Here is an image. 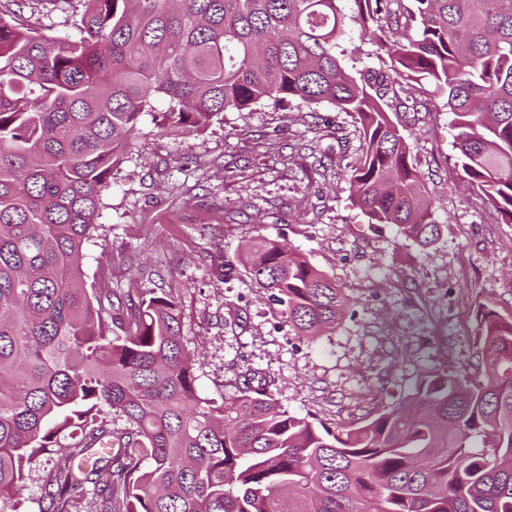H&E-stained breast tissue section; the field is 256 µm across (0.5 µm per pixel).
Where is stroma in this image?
<instances>
[{
    "label": "stroma",
    "mask_w": 512,
    "mask_h": 512,
    "mask_svg": "<svg viewBox=\"0 0 512 512\" xmlns=\"http://www.w3.org/2000/svg\"><path fill=\"white\" fill-rule=\"evenodd\" d=\"M426 99L425 111L397 119L443 220L432 245L353 206L339 167L358 157L357 124L327 103L267 102L200 134H160L146 113L102 193L87 287L104 272L118 290L176 298L201 396L233 394L247 366L273 379L283 409L331 429L373 417L417 375L476 372L479 304L512 313V224L467 186L445 97ZM258 236L302 252L344 288L349 305L330 335L292 336L246 274L217 281L216 266Z\"/></svg>",
    "instance_id": "obj_1"
}]
</instances>
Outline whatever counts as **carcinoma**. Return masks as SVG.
<instances>
[{"label": "carcinoma", "instance_id": "carcinoma-1", "mask_svg": "<svg viewBox=\"0 0 512 512\" xmlns=\"http://www.w3.org/2000/svg\"><path fill=\"white\" fill-rule=\"evenodd\" d=\"M82 7L74 35L0 11V495L32 465L41 512H512V314L479 306L478 375L427 372L405 398L336 432L288 414L255 373L203 398L164 292L85 287L83 247L101 192L158 98L163 133L203 132L265 101L326 102L356 116L361 156L346 179L372 224L421 245L440 221L393 93L447 97L469 186L512 224V0H53ZM356 24L386 57L354 75ZM415 27L400 41L395 30ZM245 271L291 334L336 328L349 299L308 260L259 237L218 266ZM125 421L112 430V414Z\"/></svg>", "mask_w": 512, "mask_h": 512}]
</instances>
